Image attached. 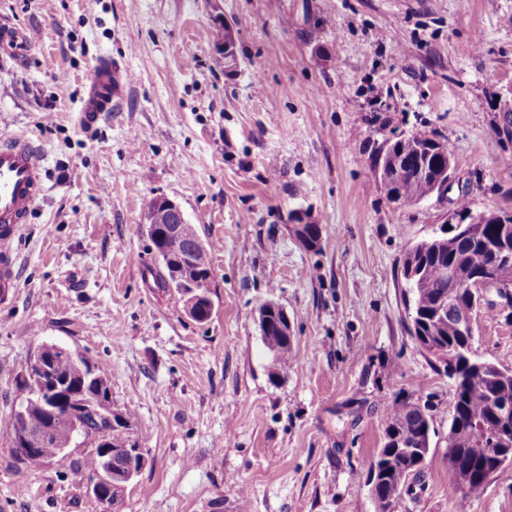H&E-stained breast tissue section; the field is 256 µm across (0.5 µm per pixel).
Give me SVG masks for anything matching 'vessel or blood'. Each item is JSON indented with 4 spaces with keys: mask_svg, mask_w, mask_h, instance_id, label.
<instances>
[{
    "mask_svg": "<svg viewBox=\"0 0 512 512\" xmlns=\"http://www.w3.org/2000/svg\"><path fill=\"white\" fill-rule=\"evenodd\" d=\"M34 44L33 35L0 23V48L23 56ZM112 109V70H95L80 117L95 122ZM46 169L42 149L17 133H0V301L15 294L19 273L14 244L35 204L44 196Z\"/></svg>",
    "mask_w": 512,
    "mask_h": 512,
    "instance_id": "b4317fda",
    "label": "vessel or blood"
}]
</instances>
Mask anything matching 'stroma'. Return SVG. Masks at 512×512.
<instances>
[{"label":"stroma","mask_w":512,"mask_h":512,"mask_svg":"<svg viewBox=\"0 0 512 512\" xmlns=\"http://www.w3.org/2000/svg\"><path fill=\"white\" fill-rule=\"evenodd\" d=\"M0 21L36 40L24 62L0 52V131L30 137L47 169L0 303V512H102L87 473L14 453L17 384L44 343L89 357L132 415L146 465L122 512H376L369 462L399 393L434 435L390 512H456L453 388L411 334L402 263L447 221L512 212V0H0ZM104 60L119 85L86 124ZM417 130L447 145L455 178L404 206L376 160ZM157 196L209 253L207 322L154 282ZM297 208L318 247L294 235ZM488 298L474 348L512 368V306ZM269 300L291 320L285 368L257 321ZM467 512H512V463ZM290 223L297 239L308 248H315L321 241L320 226L314 224L309 213L303 210H294L290 213ZM309 225V226H308Z\"/></svg>","instance_id":"1"}]
</instances>
